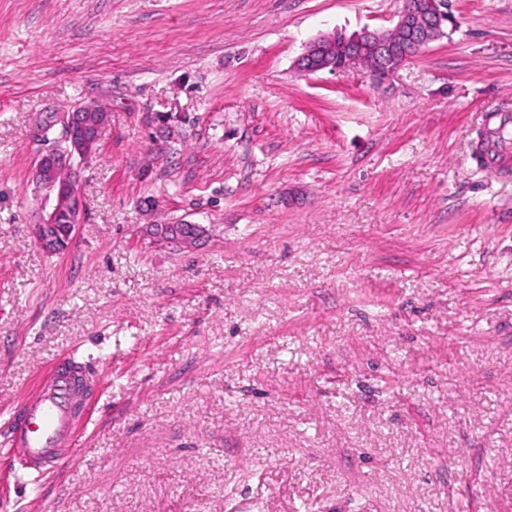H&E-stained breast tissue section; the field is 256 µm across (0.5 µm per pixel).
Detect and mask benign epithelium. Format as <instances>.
<instances>
[{"instance_id":"1","label":"benign epithelium","mask_w":512,"mask_h":512,"mask_svg":"<svg viewBox=\"0 0 512 512\" xmlns=\"http://www.w3.org/2000/svg\"><path fill=\"white\" fill-rule=\"evenodd\" d=\"M444 11L433 4L424 8L419 0H405V6L394 29L401 38L393 40L377 30L365 29L346 41L348 56L340 63L328 60L325 49L315 41L298 59L305 72L339 71L356 61L373 56L382 78H390L409 59L442 34ZM86 107L61 116L65 147L53 148L43 154L36 166L34 180L39 207L33 225L35 238L44 251L53 250L58 236L66 226L81 223L82 208L76 181L75 159L92 151L100 124L89 125L84 120ZM153 237L181 249L195 243L204 233L199 224H152Z\"/></svg>"}]
</instances>
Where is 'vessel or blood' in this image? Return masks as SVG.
Wrapping results in <instances>:
<instances>
[{
	"instance_id": "obj_1",
	"label": "vessel or blood",
	"mask_w": 512,
	"mask_h": 512,
	"mask_svg": "<svg viewBox=\"0 0 512 512\" xmlns=\"http://www.w3.org/2000/svg\"><path fill=\"white\" fill-rule=\"evenodd\" d=\"M485 121L471 143V158L498 180L511 181L512 113H490ZM91 381L88 363L67 357L14 403L0 451L22 459L20 478L32 481L73 461V448L89 423Z\"/></svg>"
}]
</instances>
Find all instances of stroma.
I'll list each match as a JSON object with an SVG mask.
<instances>
[{
	"mask_svg": "<svg viewBox=\"0 0 512 512\" xmlns=\"http://www.w3.org/2000/svg\"><path fill=\"white\" fill-rule=\"evenodd\" d=\"M403 6L0 0V425L63 356L111 376L37 488L0 452V512H512V184L469 160L512 0H448L381 84L297 67ZM90 104L51 255L33 174ZM153 238L165 241L173 248L181 249L195 243L204 233L200 224H151Z\"/></svg>",
	"mask_w": 512,
	"mask_h": 512,
	"instance_id": "stroma-1",
	"label": "stroma"
}]
</instances>
